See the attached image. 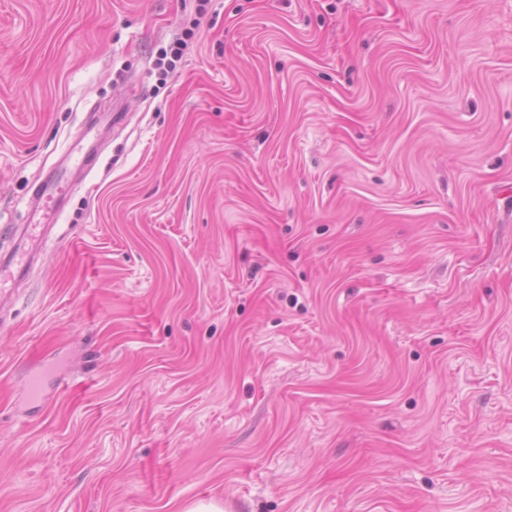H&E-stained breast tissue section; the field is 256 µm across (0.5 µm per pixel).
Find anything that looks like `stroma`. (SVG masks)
I'll list each match as a JSON object with an SVG mask.
<instances>
[{"label": "stroma", "mask_w": 512, "mask_h": 512, "mask_svg": "<svg viewBox=\"0 0 512 512\" xmlns=\"http://www.w3.org/2000/svg\"><path fill=\"white\" fill-rule=\"evenodd\" d=\"M13 250L0 512H512V0H0Z\"/></svg>", "instance_id": "obj_1"}]
</instances>
